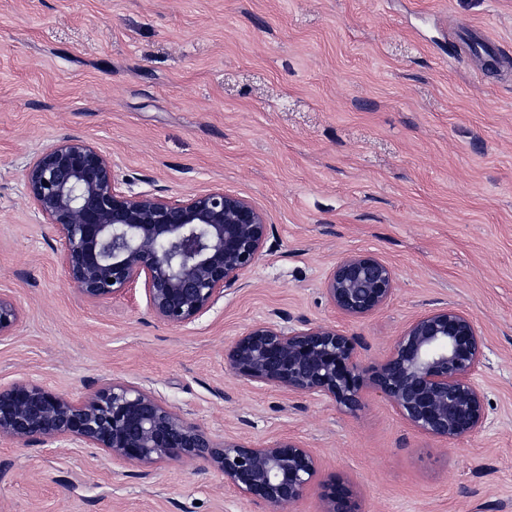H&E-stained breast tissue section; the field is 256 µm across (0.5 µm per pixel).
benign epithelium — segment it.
<instances>
[{"mask_svg": "<svg viewBox=\"0 0 512 512\" xmlns=\"http://www.w3.org/2000/svg\"><path fill=\"white\" fill-rule=\"evenodd\" d=\"M24 181L54 225L62 265L82 297L105 301L140 283L154 316L173 327L194 322L224 297L266 245L267 224L249 201L222 190L180 202L121 191L112 160L79 137H60L26 166ZM393 283L385 263L355 254L337 262L325 294L341 314L362 317L386 303ZM20 321L17 303L0 292V341L14 336ZM358 347L356 337L328 325L303 321L286 329L266 321L235 339L227 361L247 383L323 396L345 411L361 407L372 390L437 438L456 441L484 425L486 398L475 380L484 341L464 312L446 307L421 316L371 367ZM2 440L100 448L145 470L163 460L203 459L269 512H290L319 477L315 455L297 440L257 446L216 439L153 391L123 381L79 399L31 381L0 384ZM321 486L322 512H358L348 483Z\"/></svg>", "mask_w": 512, "mask_h": 512, "instance_id": "7a95c632", "label": "benign epithelium"}]
</instances>
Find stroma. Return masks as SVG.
Instances as JSON below:
<instances>
[{
    "label": "stroma",
    "mask_w": 512,
    "mask_h": 512,
    "mask_svg": "<svg viewBox=\"0 0 512 512\" xmlns=\"http://www.w3.org/2000/svg\"><path fill=\"white\" fill-rule=\"evenodd\" d=\"M465 22L504 47L500 70L477 77ZM64 134L110 155L121 190L248 199L268 224L261 258L184 327L140 287L83 298L23 180ZM356 253L391 268L394 292L348 318L324 282ZM0 292L22 313L0 384L78 399L131 382L225 439L300 440L361 512H512V0H0ZM443 307L485 341L489 416L457 441L377 393L350 414L227 364L252 324L309 321L374 365ZM0 512L267 508L202 460L145 474L98 448L0 441Z\"/></svg>",
    "instance_id": "obj_1"
}]
</instances>
